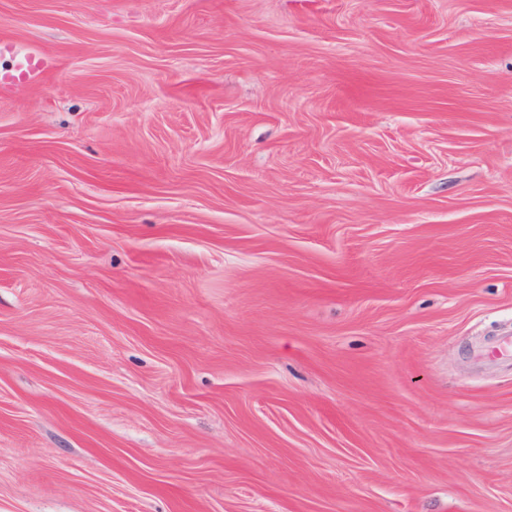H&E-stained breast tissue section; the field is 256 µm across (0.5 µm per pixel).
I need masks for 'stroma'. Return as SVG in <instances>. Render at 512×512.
<instances>
[{
	"instance_id": "stroma-1",
	"label": "stroma",
	"mask_w": 512,
	"mask_h": 512,
	"mask_svg": "<svg viewBox=\"0 0 512 512\" xmlns=\"http://www.w3.org/2000/svg\"><path fill=\"white\" fill-rule=\"evenodd\" d=\"M0 512H512V0H0ZM8 55L13 63L0 69V96L9 94L20 85L37 84L58 71L56 61L39 46L19 47L13 41L0 38V56Z\"/></svg>"
}]
</instances>
